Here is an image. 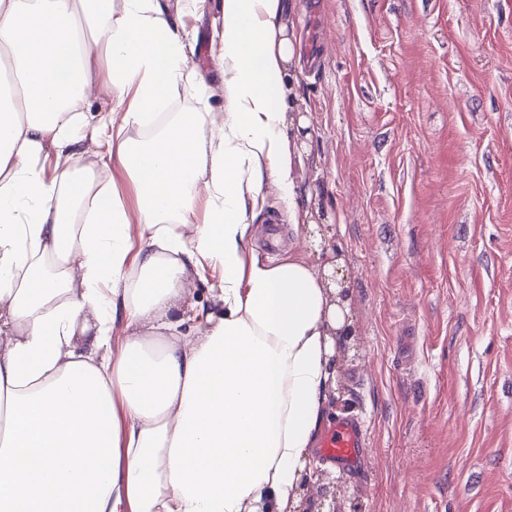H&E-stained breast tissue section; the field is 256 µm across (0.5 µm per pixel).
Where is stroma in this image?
Segmentation results:
<instances>
[{"label":"stroma","instance_id":"obj_1","mask_svg":"<svg viewBox=\"0 0 512 512\" xmlns=\"http://www.w3.org/2000/svg\"><path fill=\"white\" fill-rule=\"evenodd\" d=\"M316 69L296 179L315 228L267 185L251 248L345 274L353 335L325 418L368 434L339 512H512V0H290ZM189 17L202 93L224 108L212 28Z\"/></svg>","mask_w":512,"mask_h":512}]
</instances>
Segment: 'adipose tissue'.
Returning a JSON list of instances; mask_svg holds the SVG:
<instances>
[{
	"label": "adipose tissue",
	"instance_id": "obj_1",
	"mask_svg": "<svg viewBox=\"0 0 512 512\" xmlns=\"http://www.w3.org/2000/svg\"><path fill=\"white\" fill-rule=\"evenodd\" d=\"M205 0H0V512H293L336 385V308L302 254L249 249L273 183L305 223L286 0H222L224 115L184 17ZM112 107L81 163L94 72ZM279 85L278 100L269 89ZM147 129L144 139L131 128ZM111 167L100 183L98 165ZM219 268L183 333L184 276ZM95 320L86 350L80 318Z\"/></svg>",
	"mask_w": 512,
	"mask_h": 512
}]
</instances>
